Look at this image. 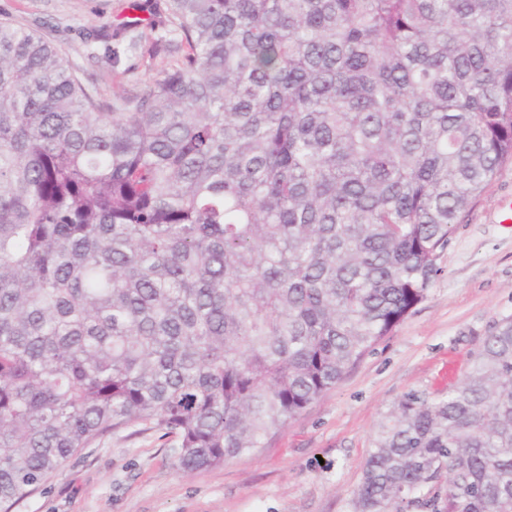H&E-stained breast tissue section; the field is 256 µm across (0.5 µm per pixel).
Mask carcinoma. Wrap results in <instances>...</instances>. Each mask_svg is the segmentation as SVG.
Listing matches in <instances>:
<instances>
[{
    "label": "carcinoma",
    "mask_w": 512,
    "mask_h": 512,
    "mask_svg": "<svg viewBox=\"0 0 512 512\" xmlns=\"http://www.w3.org/2000/svg\"><path fill=\"white\" fill-rule=\"evenodd\" d=\"M107 102L0 22V508L150 424L264 446L422 302L512 159V0H169ZM512 512V318L379 425L354 512Z\"/></svg>",
    "instance_id": "obj_1"
}]
</instances>
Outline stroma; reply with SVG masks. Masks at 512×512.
I'll list each match as a JSON object with an SVG mask.
<instances>
[{
	"label": "stroma",
	"mask_w": 512,
	"mask_h": 512,
	"mask_svg": "<svg viewBox=\"0 0 512 512\" xmlns=\"http://www.w3.org/2000/svg\"><path fill=\"white\" fill-rule=\"evenodd\" d=\"M165 4L0 0V22L34 29L83 85L112 100L180 58ZM510 199L512 160L456 225L427 297L258 452L185 474L175 465V437L137 425L70 458L11 512H354L379 423L408 394H447L484 339L512 317V222L501 220Z\"/></svg>",
	"instance_id": "35a3bbf8"
}]
</instances>
